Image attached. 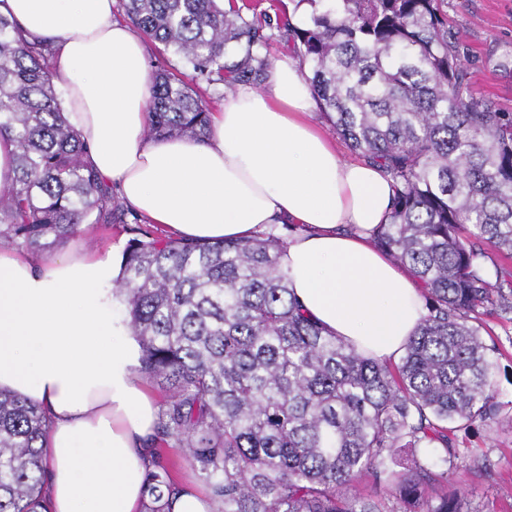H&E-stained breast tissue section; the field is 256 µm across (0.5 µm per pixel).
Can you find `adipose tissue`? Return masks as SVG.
Segmentation results:
<instances>
[{
	"label": "adipose tissue",
	"mask_w": 512,
	"mask_h": 512,
	"mask_svg": "<svg viewBox=\"0 0 512 512\" xmlns=\"http://www.w3.org/2000/svg\"><path fill=\"white\" fill-rule=\"evenodd\" d=\"M0 13L52 41V79L100 179L149 223L192 241L244 239L298 225L282 257L296 297L331 334L376 359L399 358L418 328L420 283L371 242L393 182L342 158L313 117L297 62L238 86L204 139H149L146 45L115 0H0ZM124 242L33 255L0 247V391L42 408L49 470L38 512H143L145 441L159 404L113 286Z\"/></svg>",
	"instance_id": "obj_1"
}]
</instances>
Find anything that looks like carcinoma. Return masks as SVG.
I'll return each mask as SVG.
<instances>
[{
  "instance_id": "obj_1",
  "label": "carcinoma",
  "mask_w": 512,
  "mask_h": 512,
  "mask_svg": "<svg viewBox=\"0 0 512 512\" xmlns=\"http://www.w3.org/2000/svg\"><path fill=\"white\" fill-rule=\"evenodd\" d=\"M287 15L222 11L214 0H120L137 29L210 86L259 85L279 36L336 133L393 180L390 221L373 231L423 289L425 314L397 360H378L311 319L280 265L272 230L216 243L163 238L84 161L45 40L0 14V136L15 145L0 188V238L31 253L82 224L133 234L117 290L142 351L139 372L164 392L144 512H170L180 482L163 450L183 449L215 512H461L448 494V433L512 421L493 386L497 339L482 316L512 313V290L486 248L512 257V112L469 90L443 0H298ZM202 93L155 71L147 136L202 139ZM47 422L0 393V512H36ZM363 477L391 503L345 493Z\"/></svg>"
}]
</instances>
